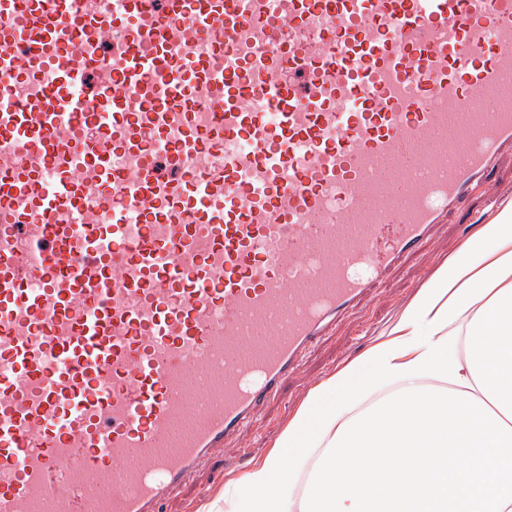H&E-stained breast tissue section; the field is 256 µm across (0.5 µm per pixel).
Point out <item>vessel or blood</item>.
<instances>
[{"mask_svg":"<svg viewBox=\"0 0 512 512\" xmlns=\"http://www.w3.org/2000/svg\"><path fill=\"white\" fill-rule=\"evenodd\" d=\"M512 0H0V512H159L512 155Z\"/></svg>","mask_w":512,"mask_h":512,"instance_id":"1","label":"vessel or blood"}]
</instances>
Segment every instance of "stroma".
Here are the masks:
<instances>
[{"label": "stroma", "instance_id": "obj_1", "mask_svg": "<svg viewBox=\"0 0 512 512\" xmlns=\"http://www.w3.org/2000/svg\"><path fill=\"white\" fill-rule=\"evenodd\" d=\"M510 200L512 158L506 156L494 181L466 196L424 249L411 253L332 333L319 338L300 371L284 382L279 398L266 403L256 423L174 490L164 502L163 512H196L201 503L213 500L225 484L264 457L310 391L337 368L355 360L389 328L438 268Z\"/></svg>", "mask_w": 512, "mask_h": 512}]
</instances>
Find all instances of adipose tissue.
Listing matches in <instances>:
<instances>
[{
  "instance_id": "obj_1",
  "label": "adipose tissue",
  "mask_w": 512,
  "mask_h": 512,
  "mask_svg": "<svg viewBox=\"0 0 512 512\" xmlns=\"http://www.w3.org/2000/svg\"><path fill=\"white\" fill-rule=\"evenodd\" d=\"M203 512H512V202Z\"/></svg>"
}]
</instances>
